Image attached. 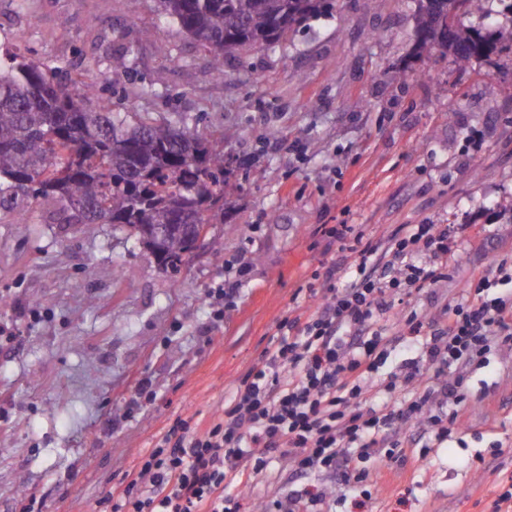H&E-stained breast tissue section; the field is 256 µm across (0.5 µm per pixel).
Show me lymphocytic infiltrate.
Returning <instances> with one entry per match:
<instances>
[{"label":"lymphocytic infiltrate","mask_w":512,"mask_h":512,"mask_svg":"<svg viewBox=\"0 0 512 512\" xmlns=\"http://www.w3.org/2000/svg\"><path fill=\"white\" fill-rule=\"evenodd\" d=\"M457 235L445 225L408 224L385 252L364 245L346 287L327 289L307 317L280 323L276 341L221 415L204 429L176 420L156 441L125 475L112 512H241V493L268 473L277 454L288 457L297 480L331 470L359 484L365 460L424 464L427 448L389 440L388 429L415 421L432 442L447 441L466 397L462 380L438 383L435 374L484 363L492 349L512 346V298L488 294L496 283L512 282V266L501 260L472 274L467 300L446 306L442 328L414 314L404 318L418 356L385 384L389 400L364 407L367 384L386 358L381 316L396 296L447 279L448 242ZM432 401L443 412L429 414Z\"/></svg>","instance_id":"obj_1"}]
</instances>
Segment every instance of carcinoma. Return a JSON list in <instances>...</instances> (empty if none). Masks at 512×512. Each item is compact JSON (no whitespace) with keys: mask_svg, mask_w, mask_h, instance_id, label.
I'll list each match as a JSON object with an SVG mask.
<instances>
[{"mask_svg":"<svg viewBox=\"0 0 512 512\" xmlns=\"http://www.w3.org/2000/svg\"><path fill=\"white\" fill-rule=\"evenodd\" d=\"M491 0H424L420 46L438 49L436 23L451 18L445 50L468 64L489 47L512 48V0L505 22L484 33L457 21ZM163 12L212 55L214 74L246 46L273 43L327 6L320 0H160ZM224 153L199 132L144 120L127 126L92 87H65L33 60L0 70V204L19 197L53 200L66 224H122L151 250L158 267L177 275L196 255L179 229L147 235L157 224H222Z\"/></svg>","mask_w":512,"mask_h":512,"instance_id":"cac0c4a2","label":"carcinoma"}]
</instances>
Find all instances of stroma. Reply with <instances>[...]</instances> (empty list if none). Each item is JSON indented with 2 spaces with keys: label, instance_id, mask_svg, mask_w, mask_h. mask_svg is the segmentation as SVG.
I'll return each instance as SVG.
<instances>
[{
  "label": "stroma",
  "instance_id": "obj_1",
  "mask_svg": "<svg viewBox=\"0 0 512 512\" xmlns=\"http://www.w3.org/2000/svg\"><path fill=\"white\" fill-rule=\"evenodd\" d=\"M414 0H333L270 49L247 47L215 77L206 48L159 0H0V68L25 56L63 83L219 143L225 218L180 275L117 224L62 223L58 204L0 208V512H110L106 498L177 418L209 422L283 319L344 287L362 235L378 250L406 224L462 226L448 280L394 303L378 378L415 358L409 312L440 327L471 270L512 263V51L458 67L417 48ZM126 70L111 71L113 55ZM348 224L352 237L327 228ZM251 260L223 321L206 291ZM335 278H327L328 267ZM467 406L426 464L366 461L363 488L320 473L335 512H482L512 477V348L464 368ZM448 372V379H455ZM156 398L129 409L141 377ZM127 415L116 429L112 418ZM299 483L276 460L241 503L262 512Z\"/></svg>",
  "mask_w": 512,
  "mask_h": 512
}]
</instances>
